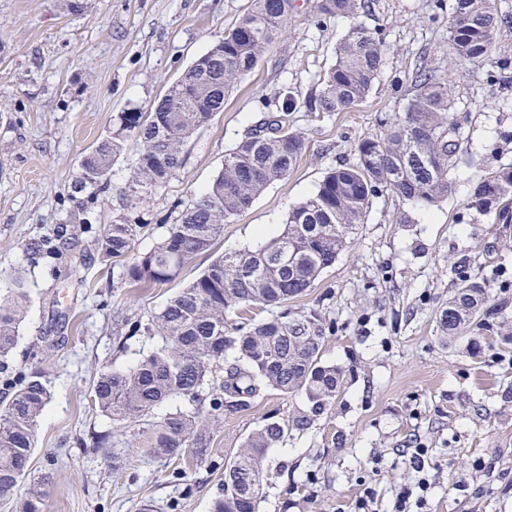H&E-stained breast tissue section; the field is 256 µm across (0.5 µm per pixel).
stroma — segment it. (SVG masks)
Segmentation results:
<instances>
[{
  "instance_id": "1",
  "label": "stroma",
  "mask_w": 512,
  "mask_h": 512,
  "mask_svg": "<svg viewBox=\"0 0 512 512\" xmlns=\"http://www.w3.org/2000/svg\"><path fill=\"white\" fill-rule=\"evenodd\" d=\"M316 0L296 9L259 65L227 95L224 109L185 144L162 189L134 190V147L113 162L107 187L75 192L84 155L117 128L120 113L147 110L200 55L223 39L247 0H0V289L23 277L28 291L14 371L43 372L52 398L38 426L32 476L50 474L47 512H210L224 464L271 416L302 407L301 396L269 389L227 416L213 458L166 460L147 447V424L113 426L91 401L100 368L134 365L149 342L127 321L148 322L216 257L256 250L279 234L292 208L325 174L354 162L355 147L403 115L394 78L427 60L454 85L461 127L448 197L432 206L372 198L363 224L336 263L288 307L317 311L332 328L325 363L344 376L335 404L309 430L292 433L263 461L259 512H358L365 489L374 512H391L414 481L408 449L424 448L431 480L424 512H512V224L467 202L479 178L512 162V88L487 79L491 64L463 65L448 50L453 0H368L355 17L320 18ZM377 32L384 65L367 99L349 112L307 111L353 23ZM299 106L288 125L305 138L295 169L231 217L210 253L177 282L129 285L123 263L96 244L109 224L137 227L134 250L149 251L199 198L224 157L286 94ZM60 236L61 258L32 261L28 246ZM503 304L472 358L441 337L439 317L459 286L458 267ZM111 430L123 461L113 468L80 445Z\"/></svg>"
}]
</instances>
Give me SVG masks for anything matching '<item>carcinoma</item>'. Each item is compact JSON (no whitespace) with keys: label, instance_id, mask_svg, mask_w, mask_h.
Listing matches in <instances>:
<instances>
[{"label":"carcinoma","instance_id":"obj_1","mask_svg":"<svg viewBox=\"0 0 512 512\" xmlns=\"http://www.w3.org/2000/svg\"><path fill=\"white\" fill-rule=\"evenodd\" d=\"M362 0H316L324 17L354 15ZM295 9L294 0H251V5L224 39L198 57L149 110L122 112L117 134L103 139L81 163L80 184L94 196L107 187L115 157L127 141L138 146L134 181L144 190L159 189L181 165V148L198 129L224 108L231 85L258 66ZM508 15L492 0H454L448 43L456 59L477 65L493 62L500 84L512 83V58L493 57L496 35ZM383 65L379 38L361 25L352 26L336 48V61L323 77L310 112H348L372 90ZM405 118L382 138H364L356 159L327 172L316 192L294 207L282 232L255 251L225 254L198 278L169 298L149 323L131 326L155 341L153 348L126 369L104 367L92 388V402L117 425L148 420L149 451L156 457L184 455L211 458L215 432L224 416L250 406L265 389L304 397L303 407L285 419L268 418L248 435L243 449L224 468L221 493L211 512H258L265 497L263 458L292 432H304L336 401L341 368L322 361L329 328L316 312L292 314L288 300L305 295L321 273L344 250L363 223L371 198L391 194L412 204L431 206L452 190L459 130L448 80L426 64L415 70ZM288 99L282 114L264 118L224 158L210 186L182 211L178 223L145 253H132L136 225L117 219L98 240L101 252L125 261L131 284L164 285L175 281L186 263L211 250L224 222L247 209L256 197L295 168L304 137L288 127ZM468 208L495 214L512 223V163L486 173L474 188ZM61 251L56 239L30 243L36 257ZM0 297V374L8 397L0 401V512H46L45 486L50 476L34 479L23 497L20 482L30 474L38 420L51 393L39 374H10L9 356L18 339L26 292L20 280ZM268 312L256 322L242 318ZM486 286L467 277L448 298L439 318L442 337L467 340L472 355L482 345L470 332L498 315ZM234 364L223 368L227 353ZM187 407L156 412L168 401ZM92 447L111 459V432H92Z\"/></svg>","mask_w":512,"mask_h":512}]
</instances>
